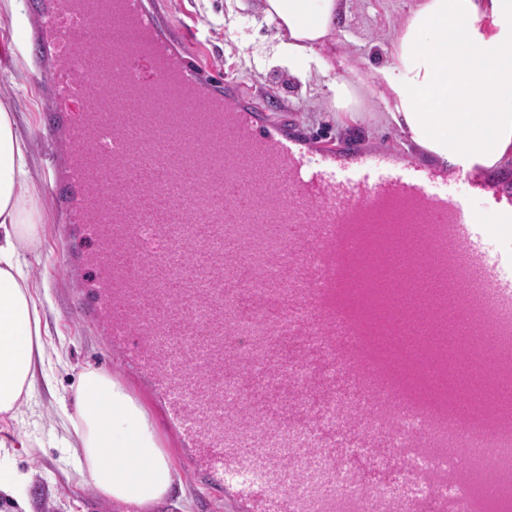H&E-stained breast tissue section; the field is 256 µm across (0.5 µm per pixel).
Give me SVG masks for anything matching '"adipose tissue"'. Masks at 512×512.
Listing matches in <instances>:
<instances>
[{
	"label": "adipose tissue",
	"mask_w": 512,
	"mask_h": 512,
	"mask_svg": "<svg viewBox=\"0 0 512 512\" xmlns=\"http://www.w3.org/2000/svg\"><path fill=\"white\" fill-rule=\"evenodd\" d=\"M348 0H263L288 65L327 72L321 54ZM387 121L442 166L512 162V0H417L375 71ZM28 148L0 102V415L15 417L43 358L41 318L27 248L39 235L28 188ZM76 471L123 512H153L171 496L174 471L154 421L116 378L82 374L72 409Z\"/></svg>",
	"instance_id": "obj_1"
}]
</instances>
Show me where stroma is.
Here are the masks:
<instances>
[{"label":"stroma","mask_w":512,"mask_h":512,"mask_svg":"<svg viewBox=\"0 0 512 512\" xmlns=\"http://www.w3.org/2000/svg\"><path fill=\"white\" fill-rule=\"evenodd\" d=\"M167 18L191 33L202 59L215 72L235 79L245 90L262 94V106L283 110L305 132L329 143L359 140L372 149L430 159L382 117L383 88L374 77L381 57L392 49L391 37L416 0H348L341 32L333 34L337 52L352 65L350 105L342 112L332 106L322 87L305 81L275 58L273 24L260 0H165ZM28 14L24 0L11 11H0V95L10 97L20 134L29 149L31 182L41 214L39 237L29 254L30 285L38 302L44 343V370L38 376L31 402L21 406L16 422L0 416V427L20 430L23 446L12 449L11 460L31 475L28 495L32 512H114L111 502L98 496L87 476L70 464V452L59 441L58 401L76 389L87 369L110 371L149 412L163 448L172 458L174 488L171 501L158 512H225L224 492L188 478L179 445L156 403L120 369H106L105 347L90 328L70 317L69 298L58 261L56 218L46 184L49 151L37 143L41 91L30 78L32 49L27 43Z\"/></svg>","instance_id":"35a3bbf8"}]
</instances>
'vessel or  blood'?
<instances>
[{
  "label": "vessel or blood",
  "mask_w": 512,
  "mask_h": 512,
  "mask_svg": "<svg viewBox=\"0 0 512 512\" xmlns=\"http://www.w3.org/2000/svg\"><path fill=\"white\" fill-rule=\"evenodd\" d=\"M121 7L154 34L152 51L93 43V0H27L71 316L159 400L187 471L223 486L232 512H448L461 472L433 434L448 413L396 398L372 341L419 327L428 341L415 371L435 383L448 374L449 312L471 335L512 331V208L495 195L474 207L416 160L317 143L204 68L157 0ZM395 205L397 223L415 228L411 269L434 270L437 288L412 310L369 296L344 305L336 272L349 258L352 279L406 283L385 247L362 250L349 233ZM493 231L505 244L490 258ZM452 288L468 289L470 304L451 301ZM506 371L512 347L472 369L487 387ZM345 377L362 395L339 418L350 447L326 424L319 447L294 442L335 407ZM419 412L430 431L404 448L366 427ZM479 417L486 435L512 434V411ZM394 469L402 489L372 495L369 475Z\"/></svg>",
  "instance_id": "1"
}]
</instances>
